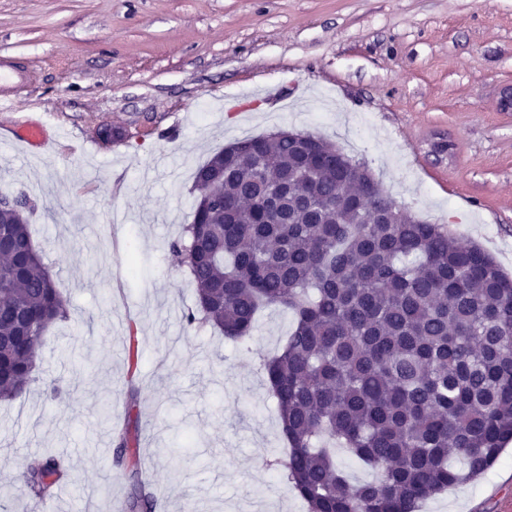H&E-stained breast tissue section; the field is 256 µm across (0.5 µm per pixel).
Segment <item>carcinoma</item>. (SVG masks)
Listing matches in <instances>:
<instances>
[{
    "instance_id": "cac0c4a2",
    "label": "carcinoma",
    "mask_w": 512,
    "mask_h": 512,
    "mask_svg": "<svg viewBox=\"0 0 512 512\" xmlns=\"http://www.w3.org/2000/svg\"><path fill=\"white\" fill-rule=\"evenodd\" d=\"M194 176L192 222L168 250L197 286L183 315L249 337L276 306L293 326L263 359L287 446L283 477L308 512H418L485 473L512 441V278L473 242L397 210L346 156L310 168L286 138H245ZM0 398L33 381L49 327L67 316L28 224L0 212ZM137 430L114 449L128 512H155ZM348 449L376 469L353 481ZM66 476L57 457L20 473L43 501Z\"/></svg>"
}]
</instances>
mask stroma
<instances>
[{"mask_svg": "<svg viewBox=\"0 0 512 512\" xmlns=\"http://www.w3.org/2000/svg\"><path fill=\"white\" fill-rule=\"evenodd\" d=\"M0 61L26 75L0 87V195L34 204L68 309L0 402V512H127L112 448L133 414L159 512H307L270 466L284 446L260 374L290 314L263 310L238 342L185 327L195 286L168 251L196 169L235 139L325 137L512 277V0H0ZM34 121L55 149H14ZM103 123L124 137L97 142ZM42 454L67 475L41 504L17 474ZM420 512H512V443Z\"/></svg>", "mask_w": 512, "mask_h": 512, "instance_id": "1", "label": "stroma"}]
</instances>
